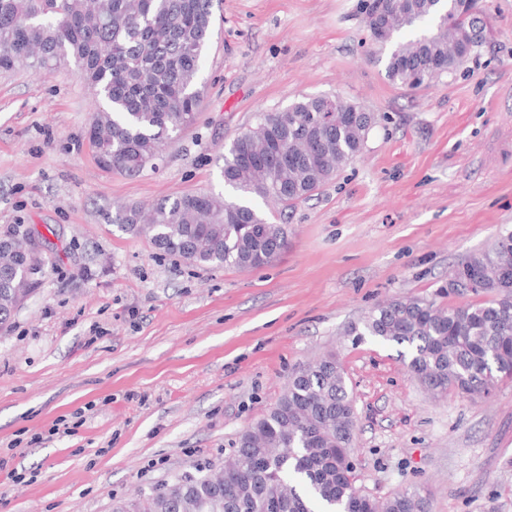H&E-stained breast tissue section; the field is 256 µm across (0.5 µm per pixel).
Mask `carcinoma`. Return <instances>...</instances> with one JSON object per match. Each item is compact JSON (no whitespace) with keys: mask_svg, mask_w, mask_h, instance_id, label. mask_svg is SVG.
<instances>
[{"mask_svg":"<svg viewBox=\"0 0 512 512\" xmlns=\"http://www.w3.org/2000/svg\"><path fill=\"white\" fill-rule=\"evenodd\" d=\"M221 0H0V73L51 70L71 59L105 106L89 140L98 165L137 176L171 135L193 125L195 88ZM384 14L381 45L396 41L388 78L409 90L451 79L467 62L462 41L485 29L481 12L461 21L454 0H359L364 23ZM376 116L342 97H303L261 112L224 152L228 194L188 192L163 198L148 214L118 205L111 221L146 233L157 254L197 268L257 269L288 244V225L260 212V199L293 208L364 149ZM288 155V166L278 157ZM43 266L4 263L0 254V326L16 309L13 285ZM459 298L445 306L425 297L377 305L354 327L359 336L406 346L407 369L434 397H488L512 380V232L495 237L453 272ZM352 393L333 353L294 370L286 391L241 431L213 472L175 475L112 512H429L428 499L403 490L384 499L356 486L351 448Z\"/></svg>","mask_w":512,"mask_h":512,"instance_id":"carcinoma-1","label":"carcinoma"}]
</instances>
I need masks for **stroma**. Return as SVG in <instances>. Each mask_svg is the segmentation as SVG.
Returning <instances> with one entry per match:
<instances>
[{
  "instance_id": "obj_1",
  "label": "stroma",
  "mask_w": 512,
  "mask_h": 512,
  "mask_svg": "<svg viewBox=\"0 0 512 512\" xmlns=\"http://www.w3.org/2000/svg\"><path fill=\"white\" fill-rule=\"evenodd\" d=\"M358 0H223L202 53L197 122L155 168H100L94 97L74 63L0 74V226L53 230L31 294L0 327V512H112L113 500L220 465L303 362L334 352L357 417V485L419 488L431 512H512V383L431 398L400 346L351 329L376 304L448 303V276L512 229V0H482L486 40L449 82L386 76ZM338 95L379 121L362 154L286 214L254 270L156 255L108 221L224 192V150L258 113Z\"/></svg>"
}]
</instances>
